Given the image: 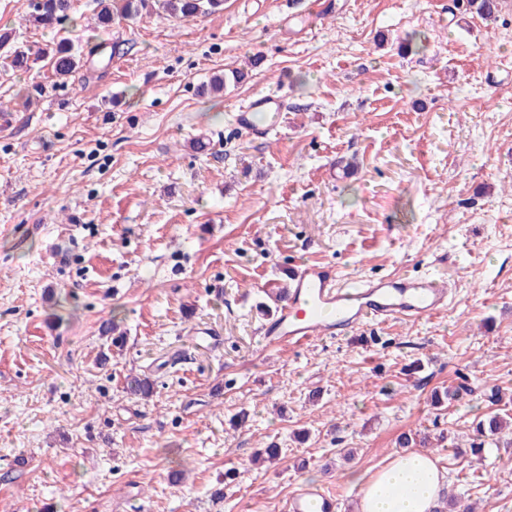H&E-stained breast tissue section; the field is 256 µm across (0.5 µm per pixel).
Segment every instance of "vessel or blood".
<instances>
[{
    "mask_svg": "<svg viewBox=\"0 0 512 512\" xmlns=\"http://www.w3.org/2000/svg\"><path fill=\"white\" fill-rule=\"evenodd\" d=\"M282 115L279 98L254 97L236 112L234 123L266 138ZM448 307V290L431 276H381L347 287L331 263H304L292 270V287L262 334L268 346L296 350L324 336L335 337L371 321L423 320ZM335 494L322 487L295 490L284 512H338Z\"/></svg>",
    "mask_w": 512,
    "mask_h": 512,
    "instance_id": "b4317fda",
    "label": "vessel or blood"
}]
</instances>
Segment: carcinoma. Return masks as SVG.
Listing matches in <instances>:
<instances>
[{"instance_id": "carcinoma-1", "label": "carcinoma", "mask_w": 512, "mask_h": 512, "mask_svg": "<svg viewBox=\"0 0 512 512\" xmlns=\"http://www.w3.org/2000/svg\"><path fill=\"white\" fill-rule=\"evenodd\" d=\"M223 5L224 0H98L96 19L99 25L109 27L116 21H131L142 11L155 7L170 16L188 19L214 13ZM71 9V0H32L27 22L35 27L50 28L66 19ZM466 9L487 22L496 21L499 13L498 0H466ZM45 53L51 56L54 75L61 79L68 77L81 60V54L69 41L54 43L45 49ZM10 66L18 71L30 70L31 53L14 49L10 55ZM124 389L130 395L148 400L153 396L154 384L149 377L136 375L125 378ZM511 425V421L498 413L487 414L475 427L476 441L472 447H483L481 438L494 437Z\"/></svg>"}]
</instances>
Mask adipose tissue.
<instances>
[{"instance_id":"adipose-tissue-1","label":"adipose tissue","mask_w":512,"mask_h":512,"mask_svg":"<svg viewBox=\"0 0 512 512\" xmlns=\"http://www.w3.org/2000/svg\"><path fill=\"white\" fill-rule=\"evenodd\" d=\"M351 481L361 490V512H433L445 478L428 453L413 451Z\"/></svg>"}]
</instances>
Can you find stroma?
Wrapping results in <instances>:
<instances>
[{"label": "stroma", "instance_id": "1", "mask_svg": "<svg viewBox=\"0 0 512 512\" xmlns=\"http://www.w3.org/2000/svg\"><path fill=\"white\" fill-rule=\"evenodd\" d=\"M73 3L42 29L0 0L14 45L85 53L61 82L0 47V512H282L303 485L358 512L347 474L417 431L447 493L512 512V445L470 446L512 414V5L224 0L102 28ZM265 94L286 108L255 140L232 114ZM310 261L432 275L448 308L269 348L266 308ZM504 416L512 419L511 416L505 414ZM501 416L500 413H489L484 419L480 420L476 427V438L472 443L471 448H482L484 442L481 438H490L501 434L505 429H509L510 421ZM493 439V438H490ZM479 440V442H477Z\"/></svg>", "mask_w": 512, "mask_h": 512}]
</instances>
